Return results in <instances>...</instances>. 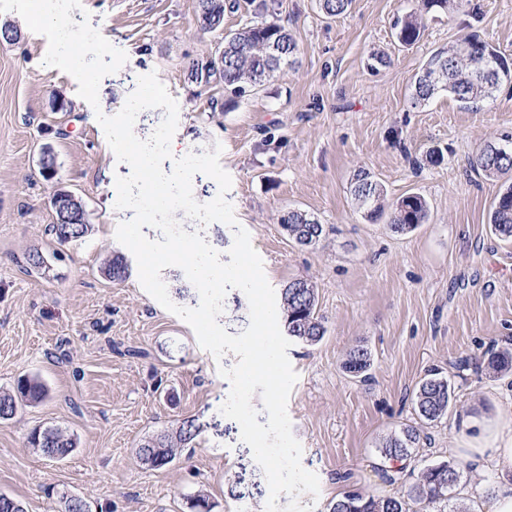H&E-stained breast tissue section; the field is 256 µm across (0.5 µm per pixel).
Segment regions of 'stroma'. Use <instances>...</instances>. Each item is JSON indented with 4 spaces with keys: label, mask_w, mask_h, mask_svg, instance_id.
<instances>
[{
    "label": "stroma",
    "mask_w": 512,
    "mask_h": 512,
    "mask_svg": "<svg viewBox=\"0 0 512 512\" xmlns=\"http://www.w3.org/2000/svg\"><path fill=\"white\" fill-rule=\"evenodd\" d=\"M239 3L223 31L274 20L298 51L292 68L234 98L223 84L188 79L189 64L214 53L223 33L200 29L198 0H61L80 24L81 49L74 63L50 68L40 61L56 54L58 33L37 24L39 0H0V21L21 32L0 39V391L22 376L49 389L45 401L0 421V493L26 512H59L62 490L92 512H189L200 491L212 512H238L227 479L254 462L222 435L230 384L218 369L236 356L203 349L137 272L121 281L104 274L125 250L115 231L131 216L115 206V179L128 168L112 135L124 128L142 140L178 139L195 154L222 146L226 198L268 282L278 290L303 279L317 292L325 335L288 350L298 374L287 404L292 433L302 466L320 482L301 505L327 512L356 488L392 494L449 460L483 420L512 421V373L484 366L490 352L512 350V242L489 223L512 173L489 179L470 165L486 142L512 137V82L477 110L445 92L411 100L428 57L471 31L512 58V0H464L458 12L426 16L410 46L392 25L416 0H352L333 18L317 0H266L261 11ZM373 52L389 65L368 69ZM46 146L57 162L50 179L39 166ZM434 148L443 151L437 165L426 160ZM361 168L384 188L385 210L374 218L350 192ZM60 188L83 200L91 226L66 246L49 231ZM408 194L424 197L428 219L393 233L388 209ZM292 209L322 224L316 244L298 245L283 230L279 218ZM33 251L44 257L41 270L26 268ZM356 347L371 354L362 378L342 368ZM437 372L454 389L452 406L424 426L404 470L389 469L377 447L419 424L416 388ZM188 417L201 426L190 448L159 470L140 462L142 440ZM46 426L75 439L66 459L29 446L31 431ZM505 483L512 464L483 458L464 468L450 502L465 490L488 506L490 490Z\"/></svg>",
    "instance_id": "35a3bbf8"
}]
</instances>
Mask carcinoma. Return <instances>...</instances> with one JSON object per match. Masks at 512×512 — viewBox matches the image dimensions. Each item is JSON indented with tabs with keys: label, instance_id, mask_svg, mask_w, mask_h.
Returning a JSON list of instances; mask_svg holds the SVG:
<instances>
[{
	"label": "carcinoma",
	"instance_id": "cac0c4a2",
	"mask_svg": "<svg viewBox=\"0 0 512 512\" xmlns=\"http://www.w3.org/2000/svg\"><path fill=\"white\" fill-rule=\"evenodd\" d=\"M352 0H318L320 10L331 17L348 11ZM463 0H420L421 12H409L394 21L397 40L404 45L417 42L424 27L423 14L432 11L454 13ZM199 22L210 31L224 29V13L238 10L237 0H198ZM468 44L474 51L468 63L457 59L459 47ZM222 64L204 68V62L196 61L189 71L206 70L198 85L213 82L236 97L262 86L274 77L282 67L295 63L296 43L284 26L275 22L246 23L224 34ZM512 77V63L479 34L472 32L456 43L433 53L417 73L411 98L413 104L429 102L442 91L452 95L465 109H474L493 97L499 86ZM498 143H488L477 153L472 168L487 178H497L512 171V146L499 155L486 152ZM351 192L358 207L372 215L381 211L384 189L369 172L360 169L354 174ZM428 206L417 195H408L393 203L390 229L397 234L415 230L426 223ZM70 224H53L51 232L59 242H77L89 231L86 210L77 209ZM279 223L295 243L306 246L317 242L323 227L318 220L302 210H293L279 218ZM490 224L496 235L512 240V185L503 191L491 213ZM112 280H123L129 274L126 259L116 254L105 267ZM277 312L281 313L284 333L289 339L306 345L319 343L325 328L316 314V292L305 280L288 282L280 289L276 299ZM370 367V355L364 348L351 350L344 369L355 377L365 374ZM487 368L495 373L512 372V351L501 350L488 357ZM49 397L47 387L36 378L18 380L15 388L0 392V420H9L24 406L39 403ZM453 390L448 379L436 373L424 377L414 396V410L420 425H408L385 436L379 443L378 452L385 459L401 462L412 457L421 440L422 426L429 425L448 414ZM200 432L196 420L185 418L172 431L153 436L139 445L136 455L152 468L160 469L173 462L183 448L191 444ZM32 448L49 460H61L75 448L73 438L61 430L48 427L35 430L29 437ZM464 462H442L428 465L419 480L408 491L393 495H376L365 489L347 491L329 504L328 512H446L448 494L460 479ZM228 494L241 504L240 512H250V501L262 494L260 483L251 480L247 467H241L228 480Z\"/></svg>",
	"mask_w": 512,
	"mask_h": 512
}]
</instances>
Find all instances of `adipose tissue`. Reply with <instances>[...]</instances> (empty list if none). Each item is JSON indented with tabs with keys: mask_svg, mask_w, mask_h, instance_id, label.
Listing matches in <instances>:
<instances>
[{
	"mask_svg": "<svg viewBox=\"0 0 512 512\" xmlns=\"http://www.w3.org/2000/svg\"><path fill=\"white\" fill-rule=\"evenodd\" d=\"M112 149L123 155L131 170L141 177L144 192L153 193L156 204H164L170 194L181 192L182 182L177 175L160 176L159 167L185 156L186 151L174 140L165 139L146 149L139 145L127 130L114 134ZM491 453L499 460L512 462V426L495 420L483 424L477 435L468 442L466 457L472 458Z\"/></svg>",
	"mask_w": 512,
	"mask_h": 512,
	"instance_id": "ef3b65f1",
	"label": "adipose tissue"
}]
</instances>
